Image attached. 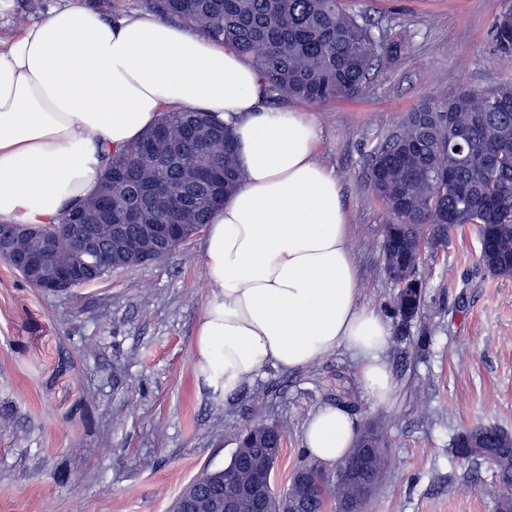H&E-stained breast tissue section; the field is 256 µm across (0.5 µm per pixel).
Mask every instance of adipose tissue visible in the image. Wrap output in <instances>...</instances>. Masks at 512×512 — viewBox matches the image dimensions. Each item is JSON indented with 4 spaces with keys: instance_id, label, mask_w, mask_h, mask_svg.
<instances>
[{
    "instance_id": "ef3b65f1",
    "label": "adipose tissue",
    "mask_w": 512,
    "mask_h": 512,
    "mask_svg": "<svg viewBox=\"0 0 512 512\" xmlns=\"http://www.w3.org/2000/svg\"><path fill=\"white\" fill-rule=\"evenodd\" d=\"M262 95L257 68L196 29L57 0L0 48V223H58L96 193L108 151L163 110L232 120L244 181L205 230L210 295L192 343L200 386L220 404L266 365L303 369L344 347L366 391L387 403L390 329L358 304L348 219L316 156L314 118L265 108ZM354 437L350 416L327 405L308 419L304 445L329 465Z\"/></svg>"
}]
</instances>
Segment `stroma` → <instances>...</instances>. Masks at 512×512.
<instances>
[{"label": "stroma", "mask_w": 512, "mask_h": 512, "mask_svg": "<svg viewBox=\"0 0 512 512\" xmlns=\"http://www.w3.org/2000/svg\"><path fill=\"white\" fill-rule=\"evenodd\" d=\"M406 48L361 98L289 101L320 129L318 159L336 176L359 272L358 302L388 319L381 357L393 380L375 404L359 361L338 348L298 370L264 367L221 404L196 382L192 341L210 292L202 236L165 259L63 292L28 286L0 261V512H171L203 469L227 464L246 426L285 430L274 473L286 489L306 451L304 427L338 388L357 424L384 432L390 471L366 512H493L500 486L487 463L449 452L463 428L512 433V278L487 274L472 230L427 250L423 309L407 327L380 242L390 213L372 193L368 156L418 101L512 80L490 26L512 0H348ZM430 336L428 348L416 347Z\"/></svg>", "instance_id": "stroma-1"}]
</instances>
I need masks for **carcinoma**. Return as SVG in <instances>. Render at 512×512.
<instances>
[{"instance_id":"obj_1","label":"carcinoma","mask_w":512,"mask_h":512,"mask_svg":"<svg viewBox=\"0 0 512 512\" xmlns=\"http://www.w3.org/2000/svg\"><path fill=\"white\" fill-rule=\"evenodd\" d=\"M158 16L204 31L249 59L272 101L300 99L315 104L352 101L364 93L371 74L396 59L405 41L391 39L377 24L352 12L345 0H145ZM496 48L512 54V8L494 17ZM200 125L204 140L184 141L187 124ZM223 177L202 190L186 210L173 197L203 161ZM374 195L392 214L381 244L384 268L399 287L394 314L406 325L421 312L426 277L421 272L427 249L447 243L449 233L465 226L478 234L479 260L494 277L512 278V82L493 88L462 89L440 102L425 101L408 111L399 128L374 147L367 169ZM241 172L231 128L208 112L167 111L139 140L110 154L95 196L64 212L60 222L43 226L58 239L51 261L80 265L85 285L123 268L102 254L83 255L68 237V225L82 213L121 211L135 191L152 185L161 197L143 212L145 225H184L181 242L208 224L213 209L238 188ZM284 443L277 423L245 429L224 469L205 468L191 483L198 493V512L211 508L204 494L218 477L224 495L240 499L249 512L245 489L260 473L274 468ZM451 453L465 462L483 461L498 474L502 491L494 512H512V434L490 425L458 432ZM391 465L383 432L369 422L357 433L340 460L336 479L314 460L300 464L288 488L268 492L274 512L288 502L298 512H328L345 499L366 503Z\"/></svg>"}]
</instances>
